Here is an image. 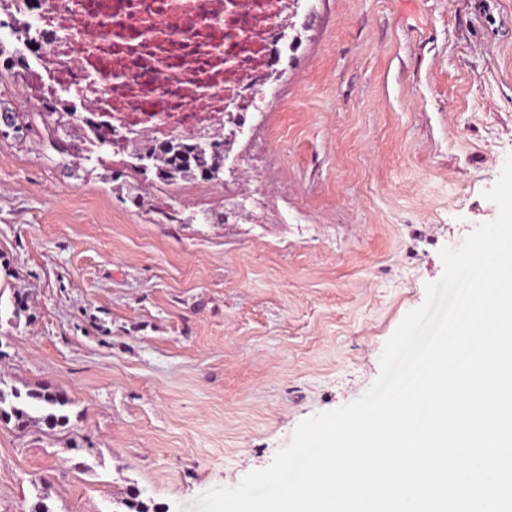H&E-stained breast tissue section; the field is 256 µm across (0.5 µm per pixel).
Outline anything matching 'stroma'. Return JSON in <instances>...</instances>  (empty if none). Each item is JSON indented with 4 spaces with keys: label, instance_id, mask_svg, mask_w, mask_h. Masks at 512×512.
<instances>
[{
    "label": "stroma",
    "instance_id": "35a3bbf8",
    "mask_svg": "<svg viewBox=\"0 0 512 512\" xmlns=\"http://www.w3.org/2000/svg\"><path fill=\"white\" fill-rule=\"evenodd\" d=\"M288 34L222 181L136 209L46 133L0 134V379L73 400L61 432L0 421V512H116L130 487L188 512L237 486L368 391L441 249L497 217L512 0H307Z\"/></svg>",
    "mask_w": 512,
    "mask_h": 512
}]
</instances>
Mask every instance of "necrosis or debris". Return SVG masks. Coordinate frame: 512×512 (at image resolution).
Returning a JSON list of instances; mask_svg holds the SVG:
<instances>
[{
	"mask_svg": "<svg viewBox=\"0 0 512 512\" xmlns=\"http://www.w3.org/2000/svg\"><path fill=\"white\" fill-rule=\"evenodd\" d=\"M290 0H25L46 97L76 95L78 122L123 155L142 136L224 133L246 120L287 54Z\"/></svg>",
	"mask_w": 512,
	"mask_h": 512,
	"instance_id": "obj_1",
	"label": "necrosis or debris"
}]
</instances>
